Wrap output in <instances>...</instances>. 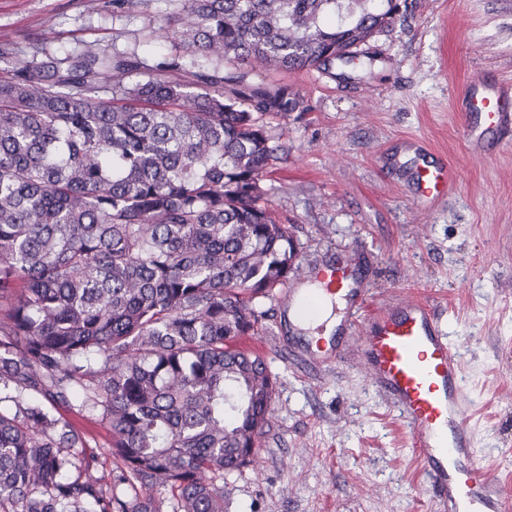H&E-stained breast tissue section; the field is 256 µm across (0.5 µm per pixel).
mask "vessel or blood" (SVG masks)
I'll list each match as a JSON object with an SVG mask.
<instances>
[{"label": "vessel or blood", "instance_id": "vessel-or-blood-1", "mask_svg": "<svg viewBox=\"0 0 512 512\" xmlns=\"http://www.w3.org/2000/svg\"><path fill=\"white\" fill-rule=\"evenodd\" d=\"M504 96V89L475 80L464 89L463 136L471 154L481 155L487 131L512 128V113L502 106ZM407 155L418 199L444 196L453 180L452 168L429 163L414 141L408 142ZM318 278L319 292L284 291L287 307L299 320L315 317L329 295L345 296L350 305L329 348L311 352L309 365L342 362L350 343H357L366 377L388 396L409 428V446L421 463L436 512H512V491L477 461L463 364L435 308L428 301L401 296L378 307L359 331L355 315L365 291L348 264L337 262L319 271Z\"/></svg>", "mask_w": 512, "mask_h": 512}]
</instances>
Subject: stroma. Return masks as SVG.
<instances>
[{
	"label": "stroma",
	"mask_w": 512,
	"mask_h": 512,
	"mask_svg": "<svg viewBox=\"0 0 512 512\" xmlns=\"http://www.w3.org/2000/svg\"><path fill=\"white\" fill-rule=\"evenodd\" d=\"M176 0L132 13L112 0H0V42L50 52L137 50L148 63ZM367 71H259L310 106L273 125L280 151L262 181L301 267L350 256L376 306L424 297L461 346L478 462L512 490V133L486 157L465 153L457 96L473 79L512 82V0H409L404 21L363 47ZM404 138L445 157L456 179L419 213L384 156ZM240 348L277 377L255 464L228 475L224 512H435L397 410L354 359L307 369L288 351L280 302Z\"/></svg>",
	"instance_id": "stroma-1"
}]
</instances>
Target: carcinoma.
<instances>
[{
  "mask_svg": "<svg viewBox=\"0 0 512 512\" xmlns=\"http://www.w3.org/2000/svg\"><path fill=\"white\" fill-rule=\"evenodd\" d=\"M407 11L182 0L155 65L0 42V512H224L276 390L232 342L299 269L261 186L270 124L310 111L253 74L364 71ZM63 409L105 425L108 473Z\"/></svg>",
  "mask_w": 512,
  "mask_h": 512,
  "instance_id": "obj_1",
  "label": "carcinoma"
}]
</instances>
